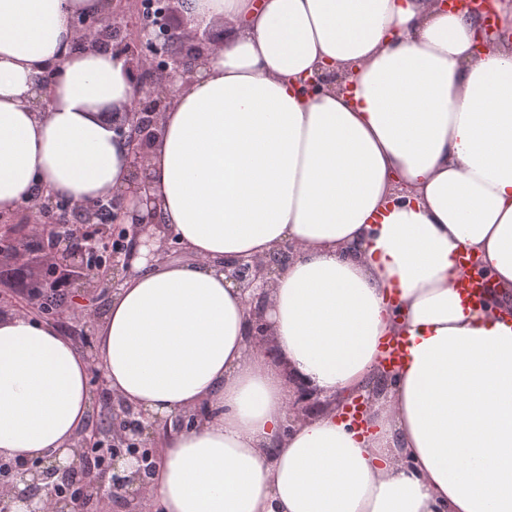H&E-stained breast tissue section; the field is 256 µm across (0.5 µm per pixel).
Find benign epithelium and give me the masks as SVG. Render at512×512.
Instances as JSON below:
<instances>
[{
  "label": "benign epithelium",
  "mask_w": 512,
  "mask_h": 512,
  "mask_svg": "<svg viewBox=\"0 0 512 512\" xmlns=\"http://www.w3.org/2000/svg\"><path fill=\"white\" fill-rule=\"evenodd\" d=\"M163 0L160 28L145 24L132 25L127 16L114 8L113 0H102L101 9L89 15L92 23L77 29L82 35L79 45L89 49L101 48L109 39L116 40L121 57L126 60L133 86L132 105L123 113L112 117V129L131 146V183L133 194L140 203L153 200L152 181L148 174V152L155 140L159 117L173 103L181 82L192 69V64L213 52L221 43L208 31L190 30L174 21L173 3ZM154 58L153 66L144 69L145 57ZM132 198L126 191L101 197L89 204L72 206L71 202L56 197L45 198L43 211L54 213L55 222L68 220L75 213L76 235L85 239L86 245H64L56 255L57 268L68 274L72 286L87 292H104L120 282V275L129 269L131 251L139 243L147 227L155 223V213L138 218L120 229L123 242L115 240V225L123 223ZM110 215L111 224L98 223L101 212ZM291 247L282 246L268 259L242 258L224 265V274L243 290L249 292L247 305L252 315L260 314L273 276L288 261ZM322 406L317 394L307 388H298L292 400L295 417L315 414ZM112 415L119 418L121 433L112 438V486L105 487L99 481L83 483L76 492L68 490L58 494L53 502V512H73L79 497H96L106 500L118 491L133 505V512H142L145 478L156 463V451L143 447L144 438L156 430V424L145 413L136 412L120 400H112ZM127 458L137 460L133 474H120L119 463ZM73 468H62L51 460H38L31 464L16 463L0 456V473L8 493L0 496V512H11V503L23 500L39 501L41 506L29 512H44V499L40 492L44 484L54 482L60 486L72 481ZM24 484L19 489L18 484Z\"/></svg>",
  "instance_id": "7a95c632"
}]
</instances>
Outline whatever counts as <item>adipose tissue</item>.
Masks as SVG:
<instances>
[{
    "mask_svg": "<svg viewBox=\"0 0 512 512\" xmlns=\"http://www.w3.org/2000/svg\"><path fill=\"white\" fill-rule=\"evenodd\" d=\"M100 0H0V216L39 193L76 204L129 186L107 111L123 58L78 44ZM224 43L163 112L149 154L154 239L94 323L116 398L191 428L149 437L160 512H512V8L438 0H183ZM59 67L52 81L48 68ZM341 87L307 89L318 74ZM293 253L249 331L227 262ZM477 254L492 291L455 288ZM408 355L368 431L337 404L365 391L382 342ZM325 403L291 419L298 385ZM89 365L56 324L0 309V455L67 466Z\"/></svg>",
    "mask_w": 512,
    "mask_h": 512,
    "instance_id": "1",
    "label": "adipose tissue"
}]
</instances>
